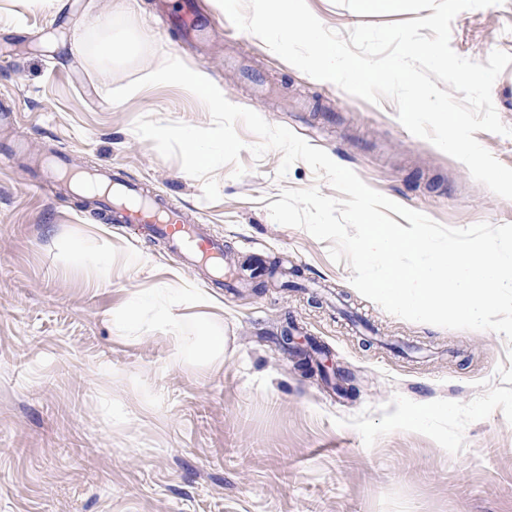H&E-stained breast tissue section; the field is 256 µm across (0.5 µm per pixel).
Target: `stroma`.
Returning <instances> with one entry per match:
<instances>
[{"label":"stroma","mask_w":512,"mask_h":512,"mask_svg":"<svg viewBox=\"0 0 512 512\" xmlns=\"http://www.w3.org/2000/svg\"><path fill=\"white\" fill-rule=\"evenodd\" d=\"M0 0V512H512V361L503 335L403 320L363 297L329 241L277 224L283 189L329 182L304 162L250 151L243 177L217 170L220 197L162 157L133 126L146 117L207 127L190 92L107 90L175 51L231 103L287 127L394 202L438 223L512 224V200L409 133L389 99L370 103L311 78L237 30L216 0ZM330 30L410 20L307 0ZM97 16L111 28L89 29ZM126 54L104 65L106 34ZM450 43L485 62L512 53V0L458 14ZM111 69L109 87L100 74ZM123 170L224 242V255L282 260L283 283L202 282L180 252L137 237L44 179L35 157ZM150 256L130 269L129 256ZM112 258L103 274L99 255ZM167 283L213 301L224 365L175 349L146 305L112 313Z\"/></svg>","instance_id":"1"}]
</instances>
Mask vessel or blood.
Segmentation results:
<instances>
[{
	"label": "vessel or blood",
	"instance_id": "b4317fda",
	"mask_svg": "<svg viewBox=\"0 0 512 512\" xmlns=\"http://www.w3.org/2000/svg\"><path fill=\"white\" fill-rule=\"evenodd\" d=\"M46 173L49 178L66 184L87 185L89 199L105 201L110 223L127 224L136 233L162 239L173 250L185 252L195 264L208 268L215 281H223V242L191 223L181 210L142 193L121 172L109 166L71 170L60 157L47 166Z\"/></svg>",
	"mask_w": 512,
	"mask_h": 512
}]
</instances>
